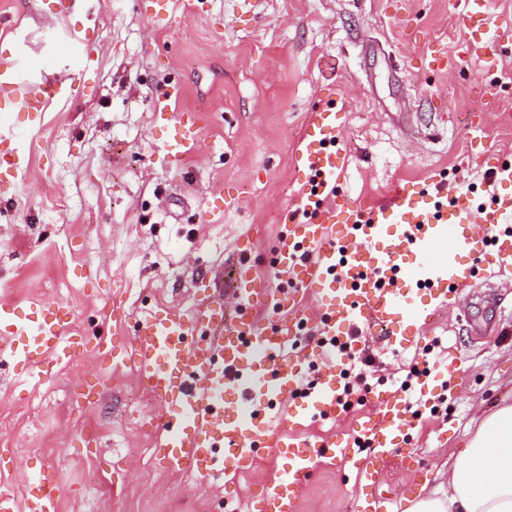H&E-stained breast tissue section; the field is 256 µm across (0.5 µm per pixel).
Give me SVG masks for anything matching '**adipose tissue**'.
Segmentation results:
<instances>
[{
	"label": "adipose tissue",
	"mask_w": 512,
	"mask_h": 512,
	"mask_svg": "<svg viewBox=\"0 0 512 512\" xmlns=\"http://www.w3.org/2000/svg\"><path fill=\"white\" fill-rule=\"evenodd\" d=\"M407 512H512V405L485 418L453 455L448 480Z\"/></svg>",
	"instance_id": "obj_1"
}]
</instances>
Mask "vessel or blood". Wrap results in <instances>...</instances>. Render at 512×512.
Segmentation results:
<instances>
[{"instance_id":"1","label":"vessel or blood","mask_w":512,"mask_h":512,"mask_svg":"<svg viewBox=\"0 0 512 512\" xmlns=\"http://www.w3.org/2000/svg\"><path fill=\"white\" fill-rule=\"evenodd\" d=\"M174 18L173 0H149L152 26H169ZM64 53L73 74L45 72L31 83L21 77L29 60L17 51H1L0 112H40L51 98L71 94L72 80L85 75L91 51L71 38ZM180 92L179 85H168L152 107L155 125L169 131L165 147L175 158L197 149L201 137L197 114L170 113L169 102ZM345 118V106L334 103L310 112L295 154L298 209L306 218L284 224L267 282L246 274L236 278L240 303L275 306L274 323L227 316L223 300L207 296L185 313L143 316L134 340L116 354L111 343L68 336L72 315L65 307L42 305L23 319L1 306L0 341L30 366L46 358L63 363L78 351L131 363L141 385L166 411L161 445L172 451L166 465L200 476L250 463L273 428L275 404H287L293 436L284 446L291 471L267 495L272 512H296L299 488L323 454L320 444L296 433L315 416L343 410L337 365L326 367L315 386L301 385L306 367L326 355L328 338L353 347L360 336L376 331L411 348L416 328L429 319L414 309L413 295L456 305L458 290L472 280L470 258L483 254L493 256L497 276L512 280V194L495 193L483 207L452 204L447 186L438 183L399 187L383 203L369 206L321 202L345 173L339 144ZM312 332L318 339L311 351L287 356L289 347ZM376 398L382 404L377 416L330 443L333 455L362 465L372 503L356 512H392V497L377 487L378 462L409 446L414 425L390 389ZM58 502L59 485L45 475L24 502L0 491V512H58Z\"/></svg>"}]
</instances>
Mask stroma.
I'll return each mask as SVG.
<instances>
[{
	"label": "stroma",
	"mask_w": 512,
	"mask_h": 512,
	"mask_svg": "<svg viewBox=\"0 0 512 512\" xmlns=\"http://www.w3.org/2000/svg\"><path fill=\"white\" fill-rule=\"evenodd\" d=\"M208 0L203 14L175 0L171 28L153 30L144 0H86L55 15L54 0H0V39L43 68L64 66L45 27L81 36L94 67L75 95L52 99L14 139L25 167L0 182V302L17 313L60 302L73 333L90 343L133 340L149 313L185 311L195 298L238 301L233 276L273 274L272 256L300 191L294 153L306 116L327 93L346 101V173L336 201H381L397 184L452 182L473 205L512 184L487 179L512 161V0H489L505 37L492 61L428 69L425 43L454 56L467 38L464 0ZM171 83L174 113L203 122L198 149L169 159L154 127V98ZM119 299L120 309L104 306ZM458 309L433 318L425 347L401 350L362 337L353 360L370 365V390H399L409 366L430 357L446 367L428 385L448 410L423 413L413 450L424 477L388 456L379 475L400 496L437 485L452 452L486 413L512 401V288L463 291ZM378 406L365 401L312 419L316 441L354 433ZM162 411L129 364L83 354L41 376L0 352V490L22 497L29 477L62 486L58 512H260L261 493L289 468L284 448L257 449L250 468L202 478L166 468L157 453ZM356 469L320 458L300 491L298 512H354Z\"/></svg>",
	"instance_id": "obj_1"
}]
</instances>
